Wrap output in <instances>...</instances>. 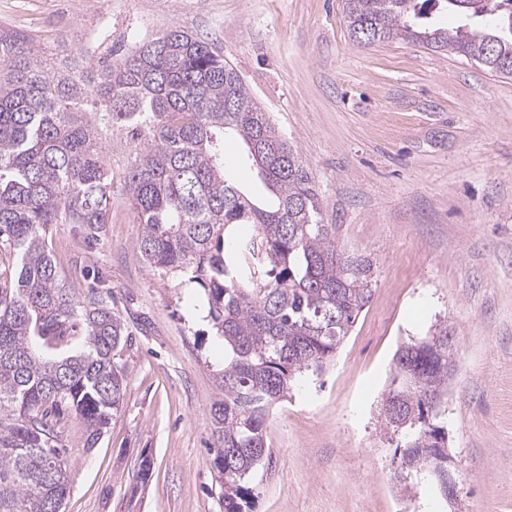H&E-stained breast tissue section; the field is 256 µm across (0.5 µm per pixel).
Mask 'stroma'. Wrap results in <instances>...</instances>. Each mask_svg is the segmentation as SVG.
Here are the masks:
<instances>
[{"label": "stroma", "instance_id": "obj_1", "mask_svg": "<svg viewBox=\"0 0 512 512\" xmlns=\"http://www.w3.org/2000/svg\"><path fill=\"white\" fill-rule=\"evenodd\" d=\"M0 24L57 50L103 56L173 25L221 50L310 167L321 220L373 263L374 292L335 365L296 386L266 424L270 466L249 512H512V78L402 41L357 44L343 0H0ZM121 186L100 236L52 225L75 285L99 275L132 342L124 403L94 449L58 424L72 487L64 512H224L210 406L224 344L195 284L149 268ZM447 326L456 498L399 496L379 424L392 357ZM151 477L139 483L142 459Z\"/></svg>", "mask_w": 512, "mask_h": 512}]
</instances>
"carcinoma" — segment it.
I'll list each match as a JSON object with an SVG mask.
<instances>
[{
	"instance_id": "obj_1",
	"label": "carcinoma",
	"mask_w": 512,
	"mask_h": 512,
	"mask_svg": "<svg viewBox=\"0 0 512 512\" xmlns=\"http://www.w3.org/2000/svg\"><path fill=\"white\" fill-rule=\"evenodd\" d=\"M458 16L422 26L424 3ZM360 44L401 40L512 77V0H345ZM241 139L268 190L260 199L224 172V142ZM150 268L198 283L224 341L210 408L224 512H244L247 481L270 464L266 422L305 374L333 364L373 293V265L344 255L324 224L309 167L224 54L179 26L115 62L47 63L27 34L0 24V242L17 258L0 281V512H53L70 492L54 420L87 427V450L123 404L129 332L96 283L80 295L47 250L53 224L101 232L112 223V163ZM389 390L400 411L381 427L404 433L396 483L409 496L427 474L448 488V327L399 346Z\"/></svg>"
}]
</instances>
